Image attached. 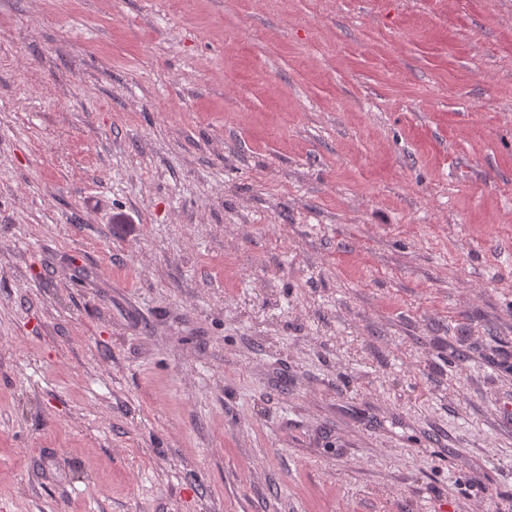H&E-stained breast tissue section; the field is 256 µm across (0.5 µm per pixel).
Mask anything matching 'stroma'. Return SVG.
<instances>
[{
    "label": "stroma",
    "mask_w": 512,
    "mask_h": 512,
    "mask_svg": "<svg viewBox=\"0 0 512 512\" xmlns=\"http://www.w3.org/2000/svg\"><path fill=\"white\" fill-rule=\"evenodd\" d=\"M0 512H512V0H0Z\"/></svg>",
    "instance_id": "35a3bbf8"
}]
</instances>
